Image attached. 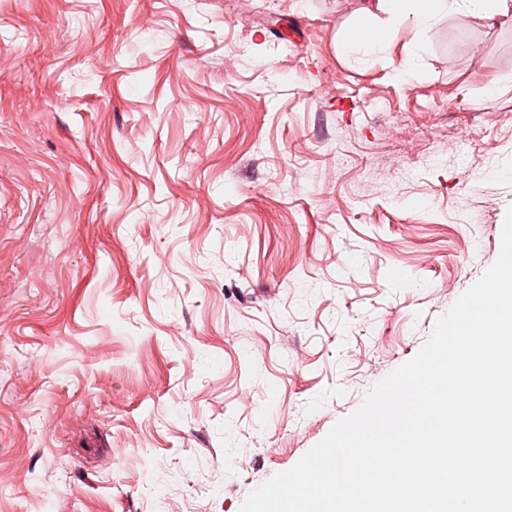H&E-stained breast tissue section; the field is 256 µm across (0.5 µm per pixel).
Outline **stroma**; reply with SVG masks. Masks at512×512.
<instances>
[{
	"instance_id": "obj_1",
	"label": "stroma",
	"mask_w": 512,
	"mask_h": 512,
	"mask_svg": "<svg viewBox=\"0 0 512 512\" xmlns=\"http://www.w3.org/2000/svg\"><path fill=\"white\" fill-rule=\"evenodd\" d=\"M0 0V512H239L496 261L512 19ZM376 1L362 8L364 23L356 27L344 41V48L364 56L386 50L407 29V22L428 23L447 12L457 0H367ZM388 15L380 19L374 10Z\"/></svg>"
}]
</instances>
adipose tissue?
<instances>
[{"instance_id":"ef3b65f1","label":"adipose tissue","mask_w":512,"mask_h":512,"mask_svg":"<svg viewBox=\"0 0 512 512\" xmlns=\"http://www.w3.org/2000/svg\"><path fill=\"white\" fill-rule=\"evenodd\" d=\"M481 19L512 17V0H376L362 9L365 21L344 41L346 50L371 56L386 50L408 22L427 23L456 2Z\"/></svg>"}]
</instances>
